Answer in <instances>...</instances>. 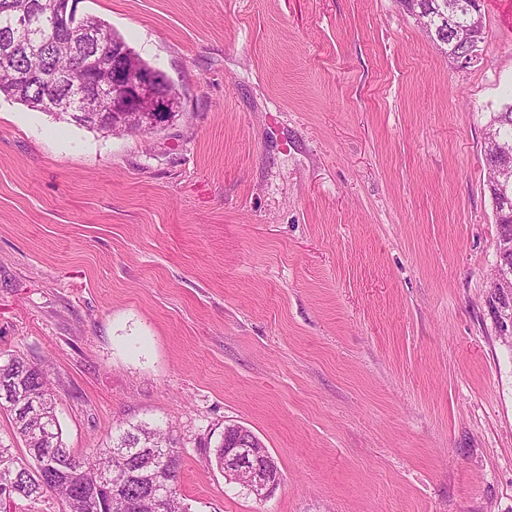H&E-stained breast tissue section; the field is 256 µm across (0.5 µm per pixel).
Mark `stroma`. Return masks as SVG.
<instances>
[{
  "mask_svg": "<svg viewBox=\"0 0 512 512\" xmlns=\"http://www.w3.org/2000/svg\"><path fill=\"white\" fill-rule=\"evenodd\" d=\"M481 9L458 70L399 0H81L181 108L111 135L0 96V350L49 364L67 448L171 428L190 512H512V0ZM231 424L266 500L209 464ZM487 145L484 152V164L488 173L487 188L493 203L495 224L500 237H512V199L499 202L496 193V161L505 150L511 151L512 159V96L511 101L493 112L487 122Z\"/></svg>",
  "mask_w": 512,
  "mask_h": 512,
  "instance_id": "stroma-1",
  "label": "stroma"
}]
</instances>
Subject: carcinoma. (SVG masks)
<instances>
[{"mask_svg":"<svg viewBox=\"0 0 512 512\" xmlns=\"http://www.w3.org/2000/svg\"><path fill=\"white\" fill-rule=\"evenodd\" d=\"M39 5L26 30L11 37L14 14L27 2ZM459 4L458 22L481 14L477 0H446ZM56 0H0V54L13 52L14 62L22 66L27 61L24 46L37 37H47L55 28ZM80 26L88 30L102 55H112V48L125 46V39L111 26L92 15H85ZM452 33L442 37L443 53L450 64L465 45ZM41 67L52 73L68 66L67 58L47 42L42 49ZM56 87L45 83L22 90L15 89L12 71L0 64V94L36 110L56 112L52 105ZM487 145L484 164L488 173L487 188L493 203L495 224L499 236L512 237V201H498L496 193V161L505 150L512 151V101L490 115L487 122ZM23 388L39 407H22L15 398V388ZM0 413L8 416L12 441L23 454L18 455L0 444V486L12 485V501H37L53 497L59 512H172L166 503L147 494L146 484L157 478L167 483L172 497L177 492L182 465L177 440L159 425L121 422L104 447L76 454L66 447L56 415L55 395L48 371L25 358L0 351ZM117 476L122 480L119 491L104 485L106 479Z\"/></svg>","mask_w":512,"mask_h":512,"instance_id":"1","label":"carcinoma"}]
</instances>
